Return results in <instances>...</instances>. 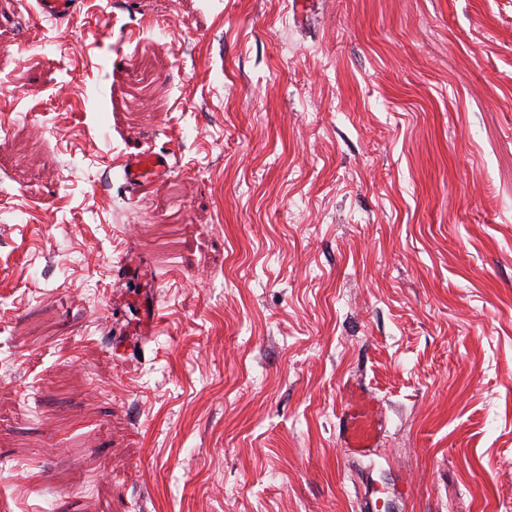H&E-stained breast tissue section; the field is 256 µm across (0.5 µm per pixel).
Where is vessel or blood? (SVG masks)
Returning a JSON list of instances; mask_svg holds the SVG:
<instances>
[{"mask_svg": "<svg viewBox=\"0 0 512 512\" xmlns=\"http://www.w3.org/2000/svg\"><path fill=\"white\" fill-rule=\"evenodd\" d=\"M40 11L47 17H70L76 0H37ZM171 165L167 154L145 151L126 159L124 174L132 190L141 192L161 183ZM138 311V330L152 335L157 306L152 291L142 290L130 298ZM344 399L337 415L336 429L344 448L351 454L365 456L377 448L383 434V417L378 401L359 381L351 380L343 387Z\"/></svg>", "mask_w": 512, "mask_h": 512, "instance_id": "b4317fda", "label": "vessel or blood"}]
</instances>
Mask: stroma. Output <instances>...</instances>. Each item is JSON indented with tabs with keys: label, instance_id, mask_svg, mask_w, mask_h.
Instances as JSON below:
<instances>
[{
	"label": "stroma",
	"instance_id": "35a3bbf8",
	"mask_svg": "<svg viewBox=\"0 0 512 512\" xmlns=\"http://www.w3.org/2000/svg\"><path fill=\"white\" fill-rule=\"evenodd\" d=\"M372 497L512 512V0H0V512ZM37 4L45 16L65 19L74 14L76 0H38ZM171 165L165 153L145 151L125 160L124 174L127 183L136 193L161 183ZM129 300L138 311V330L143 336L154 333L157 306L154 295L150 290H141L134 293ZM344 399L336 429L344 448L365 456L377 448L383 434V417L378 401L358 380L343 386Z\"/></svg>",
	"mask_w": 512,
	"mask_h": 512
}]
</instances>
